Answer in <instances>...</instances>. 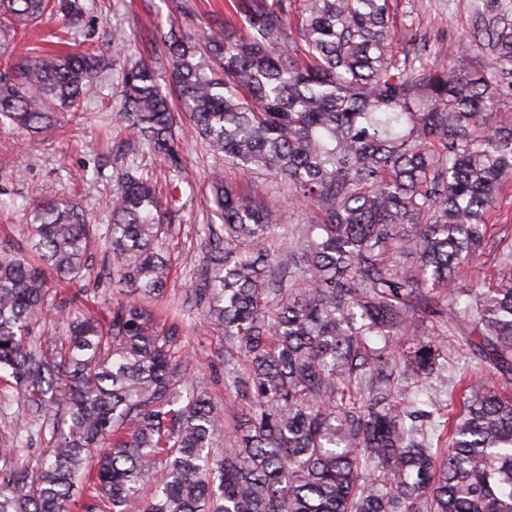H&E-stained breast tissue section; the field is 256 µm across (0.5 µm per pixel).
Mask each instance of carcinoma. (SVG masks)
Masks as SVG:
<instances>
[{"mask_svg": "<svg viewBox=\"0 0 512 512\" xmlns=\"http://www.w3.org/2000/svg\"><path fill=\"white\" fill-rule=\"evenodd\" d=\"M471 47L489 74L415 63L393 49L397 0H238L243 33L163 38L121 72L119 117L165 157L158 179L116 170L106 235L78 207L39 197L23 246L0 241V402L22 407L0 438V512H512V246L488 286L460 271L512 186V0ZM78 0H0V23L76 16ZM96 53L0 72V122L29 135L81 117ZM242 176L274 174L315 206L277 224L265 204L209 184L194 305L224 333L226 387L248 411L176 390L181 324L141 305L171 275L162 207L181 194L178 120ZM102 243L117 295L107 318L50 297ZM414 263L398 269L397 254ZM53 313L61 347L34 328ZM471 366H458L455 356ZM230 447L219 448L222 437ZM47 443L29 469L25 440Z\"/></svg>", "mask_w": 512, "mask_h": 512, "instance_id": "cac0c4a2", "label": "carcinoma"}]
</instances>
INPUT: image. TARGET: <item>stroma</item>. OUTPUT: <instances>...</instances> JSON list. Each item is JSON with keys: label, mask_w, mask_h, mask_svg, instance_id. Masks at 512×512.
<instances>
[{"label": "stroma", "mask_w": 512, "mask_h": 512, "mask_svg": "<svg viewBox=\"0 0 512 512\" xmlns=\"http://www.w3.org/2000/svg\"><path fill=\"white\" fill-rule=\"evenodd\" d=\"M190 14H183L182 0H79L83 6L71 35H64L61 16L51 15L28 26H15L0 35V68L21 57L79 53L94 50L107 60V67L83 99L90 118L76 124L61 112L57 125L31 136L11 125H0V237L15 241L27 236L33 221L31 203L41 191L79 204L91 223L107 227L111 213L107 201L112 171L121 154L130 153L133 137L121 124V70L132 65L150 48L154 34L178 28L193 37L223 22L225 0H189ZM418 38L432 55L429 64L439 68L449 59L469 60L468 41L483 16L493 15L496 0H398ZM180 150L185 161L184 178L192 185L168 219L171 236L165 245L172 266L167 291L152 310L160 316L182 319L185 349L191 356L188 376L201 382L216 402L223 404L227 421L245 413L244 402L224 389V338L209 327L198 311L191 309L188 296L191 277L204 263L199 235L209 214L208 185L214 172L235 184L256 201L269 204L281 224H305L314 216L307 202L288 198L274 177L257 174L247 178L225 167L213 157L190 126L180 130ZM491 238L479 264L470 268L464 284L491 272L503 247L512 243V193L501 197L487 218ZM105 264L102 252L89 258L90 274L67 286L64 296L70 309L97 311L108 307L116 295L112 280L101 277Z\"/></svg>", "instance_id": "1"}]
</instances>
